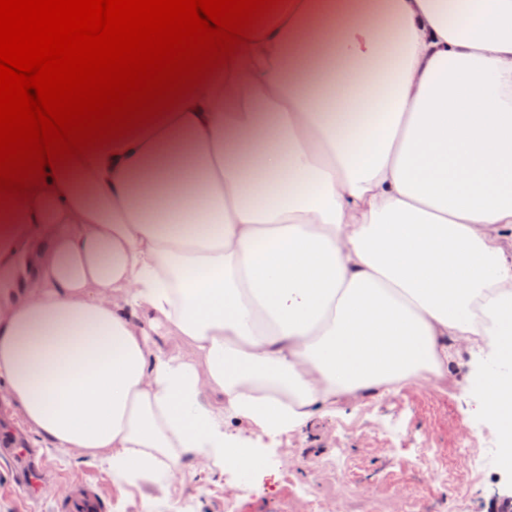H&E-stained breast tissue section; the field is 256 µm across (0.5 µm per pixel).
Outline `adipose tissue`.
<instances>
[{
	"mask_svg": "<svg viewBox=\"0 0 512 512\" xmlns=\"http://www.w3.org/2000/svg\"><path fill=\"white\" fill-rule=\"evenodd\" d=\"M51 184L0 221V428L153 512L181 464L256 467L243 429L512 349V0H285ZM476 378L512 424V379Z\"/></svg>",
	"mask_w": 512,
	"mask_h": 512,
	"instance_id": "obj_1",
	"label": "adipose tissue"
}]
</instances>
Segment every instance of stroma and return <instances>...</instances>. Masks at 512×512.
Masks as SVG:
<instances>
[{
    "label": "stroma",
    "mask_w": 512,
    "mask_h": 512,
    "mask_svg": "<svg viewBox=\"0 0 512 512\" xmlns=\"http://www.w3.org/2000/svg\"><path fill=\"white\" fill-rule=\"evenodd\" d=\"M463 365L458 377L430 387L410 386L381 400L347 405L303 431L251 438L263 465L252 473V491L241 494L225 471L223 485L185 473L180 497L196 512H307L315 491L337 512H424L426 503L463 496L468 512H490L495 492L512 480V454L502 447L496 422L474 411V391ZM477 428L481 448L496 446L497 458L475 474L459 443ZM431 463L419 465L421 449ZM137 512L138 495L115 485L99 462L56 448L10 446L0 450V512Z\"/></svg>",
    "instance_id": "1"
}]
</instances>
